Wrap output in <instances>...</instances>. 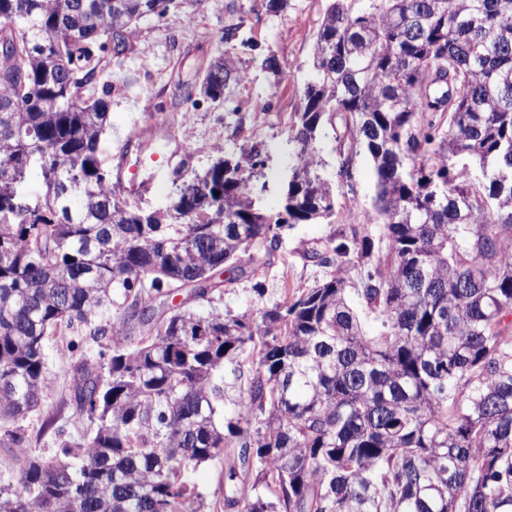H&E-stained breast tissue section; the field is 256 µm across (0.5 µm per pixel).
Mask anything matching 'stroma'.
<instances>
[{"instance_id": "1", "label": "stroma", "mask_w": 512, "mask_h": 512, "mask_svg": "<svg viewBox=\"0 0 512 512\" xmlns=\"http://www.w3.org/2000/svg\"><path fill=\"white\" fill-rule=\"evenodd\" d=\"M329 0H287L278 12L265 9L262 0H206L200 11H169L141 19L134 32V53L116 58L104 52L97 83L111 88V105L101 145L104 158L119 153L127 136L137 128L153 125L154 141L142 147L143 154L167 153L183 157L178 172L141 170V179L153 183L142 197L129 198L130 206L145 210L164 206L181 178L204 172L215 158V147L225 155H240L243 149L261 144L266 166L256 189L258 206L267 214L281 209L282 182L294 162L289 127L300 106L304 85L310 76L313 36ZM238 27V37L224 38L226 28ZM232 60L238 73L220 101L198 91L207 66L216 57ZM276 57L281 71L273 73L269 57ZM352 184L337 183L336 209L348 223H365L375 193V176L367 155H358ZM359 207H352V199ZM334 230L326 223L283 227L276 251L260 252L258 275L235 274L212 302L197 304L199 312L210 307L238 315H258L282 299L284 291L308 288L325 271L309 256L312 248ZM265 283V294L253 292L255 280ZM102 342L83 332L50 339L45 355L50 386L40 407L19 427L33 455L49 459L58 444L53 430L44 429L47 418L57 420L67 437L83 441L91 432L87 418L70 404L73 369L82 361L98 360Z\"/></svg>"}]
</instances>
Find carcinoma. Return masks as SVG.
<instances>
[{
    "label": "carcinoma",
    "instance_id": "obj_1",
    "mask_svg": "<svg viewBox=\"0 0 512 512\" xmlns=\"http://www.w3.org/2000/svg\"><path fill=\"white\" fill-rule=\"evenodd\" d=\"M155 2L0 0V429L23 456L0 512H512V179L478 193L454 163L512 176V0H332L275 217L252 202L256 147L217 151L171 207L112 193L92 47L133 52ZM327 127L339 179L362 152L375 174L368 222L311 251L330 273L258 318L154 321L173 288L211 302L284 225L336 223L335 184L312 179ZM78 329L112 336L74 374L94 430L36 458L10 425L48 389L45 342ZM245 352L247 414L222 423L215 379ZM227 456L208 503L187 472Z\"/></svg>",
    "mask_w": 512,
    "mask_h": 512
}]
</instances>
